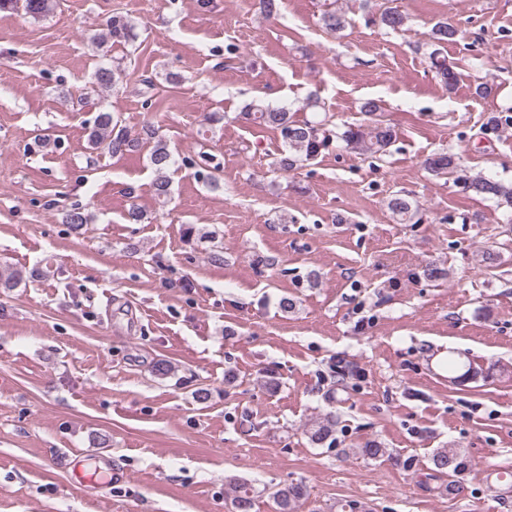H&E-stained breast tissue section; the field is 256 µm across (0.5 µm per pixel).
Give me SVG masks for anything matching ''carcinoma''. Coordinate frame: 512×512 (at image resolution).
<instances>
[{"mask_svg":"<svg viewBox=\"0 0 512 512\" xmlns=\"http://www.w3.org/2000/svg\"><path fill=\"white\" fill-rule=\"evenodd\" d=\"M362 7L369 13L368 20L377 22L393 32H400L406 24V16L399 10L387 7L380 13H372V0H361ZM22 8L23 11L38 18L51 10V0H0V12ZM320 23L326 31L339 35L348 25V17L339 0L324 4L320 14ZM462 37V31L454 25L439 21L433 25L429 34L431 51L429 60L436 78L448 88L454 90L458 74L442 56L441 48ZM130 42L134 40L133 27L122 17L114 16L106 24V31L98 34L96 41L105 43ZM123 76L120 65L100 66L95 73V82L107 89L116 85ZM303 110L312 113V118L296 120L285 107H272L262 100H253L245 106L244 115L254 121L280 132L284 156L280 159V168L290 171L322 155L333 143L358 155L374 157L383 155L395 140L394 129L381 119V106L374 100L363 103L361 110L370 117V124L335 125L329 117H319L325 111V104L315 95L306 98ZM146 135L154 139L150 149L149 162L156 177L152 184L154 196L164 201L170 194L167 171L174 164L172 151L166 140L155 137L149 130ZM88 143L94 150H101L112 157L124 156L138 149L140 140L131 136L125 127L110 112H100L89 129ZM428 170L436 174H445L459 169V158L454 153L440 152L426 159ZM464 183L475 193L495 201L499 205L512 208V183H504L492 177L476 176L464 178ZM388 208L401 224L412 222L418 207L408 195L397 193L388 201ZM441 369L448 373L452 382H464L477 377L478 371L469 364L448 353L442 360ZM335 422L326 417L316 421L305 430L308 440L314 445L324 444L333 434ZM431 462L435 471L453 477L466 469V460L456 448H438L432 455ZM257 492L247 483H236L232 488V512H252ZM276 505V512H299L307 497L306 487L301 483H290L271 494Z\"/></svg>","mask_w":512,"mask_h":512,"instance_id":"1","label":"carcinoma"}]
</instances>
